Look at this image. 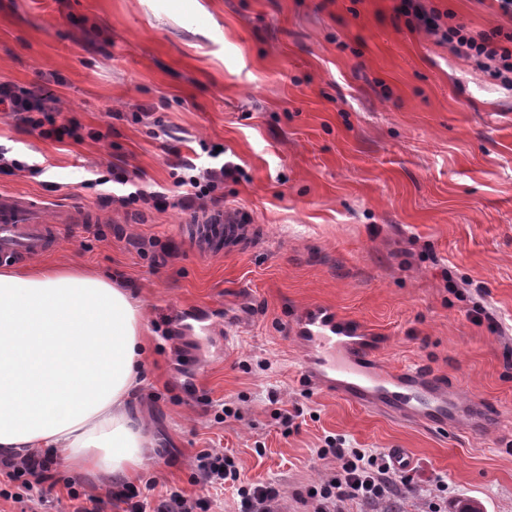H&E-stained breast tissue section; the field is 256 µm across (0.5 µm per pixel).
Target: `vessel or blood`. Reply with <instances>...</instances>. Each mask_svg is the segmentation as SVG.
I'll return each instance as SVG.
<instances>
[{"instance_id": "vessel-or-blood-1", "label": "vessel or blood", "mask_w": 512, "mask_h": 512, "mask_svg": "<svg viewBox=\"0 0 512 512\" xmlns=\"http://www.w3.org/2000/svg\"><path fill=\"white\" fill-rule=\"evenodd\" d=\"M82 214L49 209L32 197L0 194V260L15 262L48 251L50 224L82 221ZM259 234L255 224H228L212 216L197 225L195 238L209 251L252 245ZM297 332L307 350L305 368L317 385L334 390L355 403L413 421L452 424L462 409L454 394L422 371L387 370L368 352V339L336 312L309 309Z\"/></svg>"}]
</instances>
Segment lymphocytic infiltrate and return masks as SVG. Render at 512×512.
Listing matches in <instances>:
<instances>
[{
    "instance_id": "1",
    "label": "lymphocytic infiltrate",
    "mask_w": 512,
    "mask_h": 512,
    "mask_svg": "<svg viewBox=\"0 0 512 512\" xmlns=\"http://www.w3.org/2000/svg\"><path fill=\"white\" fill-rule=\"evenodd\" d=\"M400 11L410 22L423 27L429 34L446 42L452 53L469 59L475 65L512 84V32L495 30L476 36L470 35L464 25H446L439 12L426 8L423 0H401ZM58 97L46 87L31 90L20 89L8 83H0V111L17 115L19 121L37 131L40 138L54 142L70 139L82 142L83 138L99 139L96 131L82 133L81 126L72 119L59 116ZM229 163L221 167L197 169L195 164L182 162L173 178L176 187L182 188L180 205L189 207L213 199L224 184V173ZM124 189L119 201L130 207L139 203L160 207L162 196L147 191L142 184L119 167L109 168L107 175L89 180V187L107 183ZM333 456L340 460L341 469L327 479L320 490L312 493L313 512H343L345 503L360 499L374 502L386 498L394 488V470L389 462L378 456L365 455L357 448H336ZM56 460L53 456L33 452L27 456L0 458V476L8 483L22 489L29 512H47L58 502L54 489L57 479L53 472ZM195 482L204 488L219 490L224 486L239 487L240 512H283V497L278 486L272 483L241 488L242 472L233 458L223 451L209 448L200 451L194 460ZM68 512H102L105 500L126 504V512H209L210 502L205 497L191 498L173 491L159 499L154 508L134 500L131 493L120 490L99 496L79 492L74 481H67Z\"/></svg>"
}]
</instances>
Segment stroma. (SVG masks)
I'll return each mask as SVG.
<instances>
[{
  "instance_id": "35a3bbf8",
  "label": "stroma",
  "mask_w": 512,
  "mask_h": 512,
  "mask_svg": "<svg viewBox=\"0 0 512 512\" xmlns=\"http://www.w3.org/2000/svg\"><path fill=\"white\" fill-rule=\"evenodd\" d=\"M426 5L474 35L512 30L496 0ZM399 6L0 0V82L48 84L64 117L103 134L51 143L0 112V147L42 169L0 174V192L90 210L44 263L109 276L144 308L140 497L197 493L195 455L221 448L251 483L277 484L289 512H311L310 489L338 469L317 454L332 437L414 458L393 495L348 512H512V87ZM217 147L234 171L182 209L171 163L209 165ZM111 164L166 207L85 188ZM219 213L259 225L260 245L200 251L185 227ZM313 306L360 326L385 368H421L490 419L408 423L312 384L294 325Z\"/></svg>"
}]
</instances>
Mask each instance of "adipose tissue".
<instances>
[{
	"label": "adipose tissue",
	"mask_w": 512,
	"mask_h": 512,
	"mask_svg": "<svg viewBox=\"0 0 512 512\" xmlns=\"http://www.w3.org/2000/svg\"><path fill=\"white\" fill-rule=\"evenodd\" d=\"M143 326L139 303L103 277L0 271V457L51 450L86 475L136 480Z\"/></svg>",
	"instance_id": "obj_1"
}]
</instances>
